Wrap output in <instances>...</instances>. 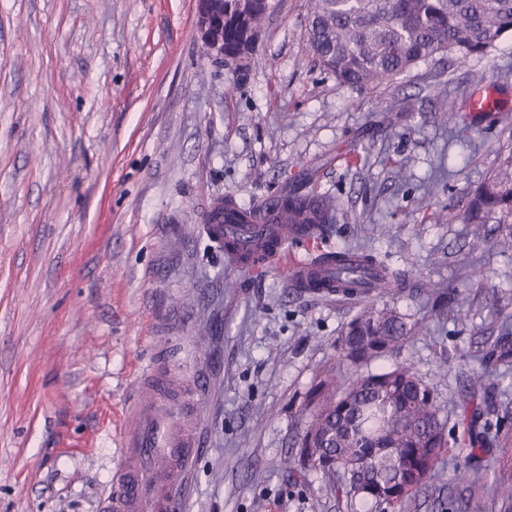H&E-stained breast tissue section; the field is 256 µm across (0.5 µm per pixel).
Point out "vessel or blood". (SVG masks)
<instances>
[{
    "label": "vessel or blood",
    "mask_w": 512,
    "mask_h": 512,
    "mask_svg": "<svg viewBox=\"0 0 512 512\" xmlns=\"http://www.w3.org/2000/svg\"><path fill=\"white\" fill-rule=\"evenodd\" d=\"M205 231L233 242L236 255L256 258L265 268L288 252L290 235L280 224H209ZM283 270L295 288L312 277L332 275L305 257L292 258ZM198 402L196 387L143 370L139 388L126 405L120 457L104 512H174L200 448L195 435Z\"/></svg>",
    "instance_id": "1"
}]
</instances>
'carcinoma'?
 <instances>
[{
  "label": "carcinoma",
  "mask_w": 512,
  "mask_h": 512,
  "mask_svg": "<svg viewBox=\"0 0 512 512\" xmlns=\"http://www.w3.org/2000/svg\"><path fill=\"white\" fill-rule=\"evenodd\" d=\"M270 0H249L243 10L224 0V52L243 76L254 62L251 31L264 24ZM512 33V0H310L308 48L316 62L351 87L376 88L409 74L437 53L459 61L486 55ZM220 224L336 223L333 200L293 187L252 206L231 198L217 207ZM512 219V151L476 191L466 222L480 245L481 224ZM336 283L350 292L386 295L406 291L409 279L371 251L340 249L320 258ZM424 325L371 303L336 340L339 360L311 388L310 421L298 442V462L319 471L347 512L395 508L425 488L448 447L436 389L408 363L378 373L362 371L373 359L393 357L423 333ZM488 432L467 427L455 444L479 448Z\"/></svg>",
  "instance_id": "1"
}]
</instances>
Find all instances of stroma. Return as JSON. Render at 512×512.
Here are the masks:
<instances>
[{"label":"stroma","mask_w":512,"mask_h":512,"mask_svg":"<svg viewBox=\"0 0 512 512\" xmlns=\"http://www.w3.org/2000/svg\"><path fill=\"white\" fill-rule=\"evenodd\" d=\"M273 3L239 77L203 58L196 0H0V512H100L123 406L169 341L202 389L179 512H346L321 474L278 464L364 300L233 264L202 228L217 197L246 206L296 180L339 211L300 254L365 249L457 288L441 312L408 292L375 299L427 325L399 359L434 385L448 427L467 417L491 435L446 448L400 512L469 497L512 512V358L467 385L512 326V251L496 247L503 225L484 224L477 248L465 221L512 151V36L482 58L440 53L389 85L349 87L308 49L309 0ZM476 87L495 94L490 116L469 110Z\"/></svg>","instance_id":"35a3bbf8"}]
</instances>
